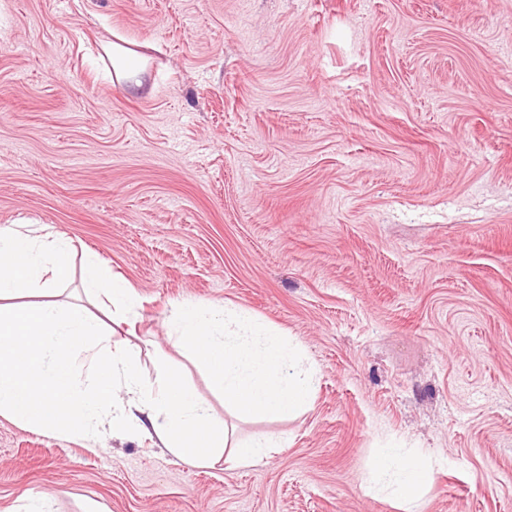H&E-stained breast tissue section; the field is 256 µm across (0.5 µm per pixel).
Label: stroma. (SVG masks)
Masks as SVG:
<instances>
[{
  "instance_id": "35a3bbf8",
  "label": "stroma",
  "mask_w": 512,
  "mask_h": 512,
  "mask_svg": "<svg viewBox=\"0 0 512 512\" xmlns=\"http://www.w3.org/2000/svg\"><path fill=\"white\" fill-rule=\"evenodd\" d=\"M143 66L118 81L111 45ZM127 280L154 376L174 364L257 465L152 440L92 450L0 417V512H402L386 449L431 462L421 512H512V0H0V230ZM227 303L303 347L311 409L225 410L172 335Z\"/></svg>"
}]
</instances>
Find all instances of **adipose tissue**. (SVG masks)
<instances>
[{"instance_id":"obj_1","label":"adipose tissue","mask_w":512,"mask_h":512,"mask_svg":"<svg viewBox=\"0 0 512 512\" xmlns=\"http://www.w3.org/2000/svg\"><path fill=\"white\" fill-rule=\"evenodd\" d=\"M73 244L61 234L0 232V417L20 427L76 437L96 447L102 429L154 436L180 459L207 465L229 454L239 465L261 463L278 442L234 439L224 419L167 367L143 375L136 347L113 346L105 319L137 316L131 286L95 254L83 259L81 289L98 313L63 300ZM33 292L37 301L18 302ZM429 468L414 459L382 457L373 480L391 490L404 512H420Z\"/></svg>"}]
</instances>
